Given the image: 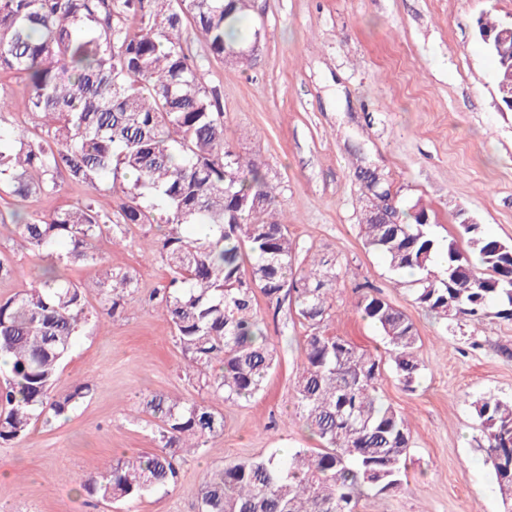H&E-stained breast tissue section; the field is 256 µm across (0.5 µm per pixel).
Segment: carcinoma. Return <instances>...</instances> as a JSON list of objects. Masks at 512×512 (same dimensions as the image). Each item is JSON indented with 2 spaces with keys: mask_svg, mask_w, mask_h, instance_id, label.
I'll list each match as a JSON object with an SVG mask.
<instances>
[{
  "mask_svg": "<svg viewBox=\"0 0 512 512\" xmlns=\"http://www.w3.org/2000/svg\"><path fill=\"white\" fill-rule=\"evenodd\" d=\"M249 0H0V74L24 78L26 111L47 127L39 138L22 128L0 138V185L15 202L0 211V226L46 262L31 288L0 300V355L10 379L0 385V445L22 441L33 425L67 417L90 397L82 383L54 394L62 363L89 320L86 287L63 269L101 268L98 315L115 317L138 290L136 273L115 269L94 248L103 236L138 224L163 228L157 251L171 270L157 307L174 330L188 373L216 400L237 403L263 390L278 364L258 315L257 295L270 307L293 296L294 312L311 329L295 382L297 410L321 448H291L207 470L200 512H358L363 496H382L407 484L410 429L384 402L377 381L383 357L321 330L339 273L336 257L295 266L287 226L275 219L277 198L254 160L244 161L224 138V113L201 65L181 37L193 22L212 55L243 64L230 53L260 41L245 30ZM496 85L508 84L512 41L497 49ZM131 177L117 220L88 198L50 206L27 219L17 201L53 198L58 179L98 190ZM429 215L412 207L367 211L365 245L389 270H416L403 282L414 303L446 320L494 313L512 320V243L482 225H462L468 249L439 244ZM437 252L447 264L432 269ZM357 313L382 334L391 367L411 388L422 365L413 322L383 298L366 292ZM497 475L502 502L512 507V399L475 402ZM160 450L117 460L81 488L105 502L130 501L175 483L177 453L201 449L224 431V414L204 401L153 394L143 403Z\"/></svg>",
  "mask_w": 512,
  "mask_h": 512,
  "instance_id": "1",
  "label": "carcinoma"
}]
</instances>
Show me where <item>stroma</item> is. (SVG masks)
Wrapping results in <instances>:
<instances>
[{
    "label": "stroma",
    "instance_id": "obj_1",
    "mask_svg": "<svg viewBox=\"0 0 512 512\" xmlns=\"http://www.w3.org/2000/svg\"><path fill=\"white\" fill-rule=\"evenodd\" d=\"M482 16L511 22L512 0H252L246 24L262 38L243 68L183 29L218 93L225 138L259 164L275 190L296 266L314 253L337 260L326 333L370 350L381 346L379 332L354 310L364 285L418 331L419 384L406 388L388 370L378 380L384 401L409 421V483L362 498L359 512H502L474 402L512 398V321L463 316L452 332L413 303L364 246L360 224L373 197L350 154L362 149L395 206L426 208L437 241L456 237L462 210L489 235L512 242V110L497 95L495 62L479 42ZM0 86L13 94L12 107L0 112V133L38 131L24 110L22 78L2 77ZM123 188L118 181L94 193L66 181L53 203L90 198L115 214ZM159 236L157 225L142 224L123 241H97L113 267L136 272L139 290L121 316L91 319L63 364L56 394L88 383L91 397L67 420L35 425L22 442L0 446V470L9 473L0 481V512H199L207 468L317 447L294 391L308 330L289 303L275 312L262 301L258 312L279 364L254 398L216 402L223 434L202 452L177 456L175 484L135 501L109 506L80 491L117 459L157 452L145 397L209 398L185 376L172 328L150 300L171 278L159 253L146 249ZM0 254L13 265L0 278V299L32 287L37 259L9 232H0Z\"/></svg>",
    "mask_w": 512,
    "mask_h": 512
}]
</instances>
